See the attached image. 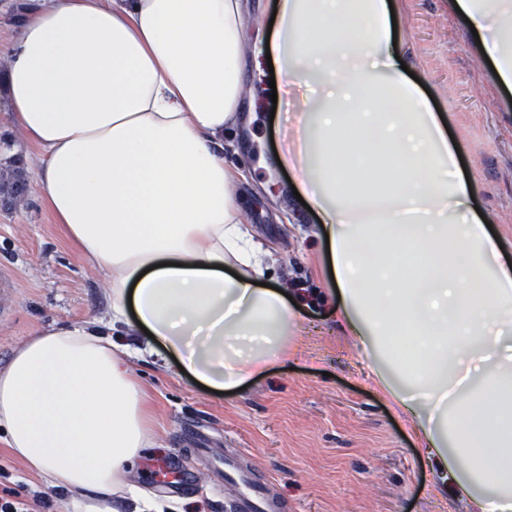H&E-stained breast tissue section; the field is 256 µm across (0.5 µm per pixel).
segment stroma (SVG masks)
Returning <instances> with one entry per match:
<instances>
[{
	"mask_svg": "<svg viewBox=\"0 0 512 512\" xmlns=\"http://www.w3.org/2000/svg\"><path fill=\"white\" fill-rule=\"evenodd\" d=\"M397 36L441 112L477 203L512 260V93L497 88L471 37L444 0H398ZM253 121L224 137V161L241 170L236 201L272 253L266 282L291 296L316 332L302 351L246 389L217 396L169 366L162 352L130 364L149 399L152 446L134 481L173 512H225L224 468L199 457L236 454L285 512H459L438 497L411 423L324 312L335 302L318 219L295 197L274 150L286 114L273 108L265 54L248 53ZM17 154L32 179L39 164L0 109V157ZM111 298L37 193L0 206V367L38 328L107 315ZM0 470L39 512H67V496L27 471L0 439Z\"/></svg>",
	"mask_w": 512,
	"mask_h": 512,
	"instance_id": "35a3bbf8",
	"label": "stroma"
}]
</instances>
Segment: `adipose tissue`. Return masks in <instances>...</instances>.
Listing matches in <instances>:
<instances>
[{"instance_id": "adipose-tissue-1", "label": "adipose tissue", "mask_w": 512, "mask_h": 512, "mask_svg": "<svg viewBox=\"0 0 512 512\" xmlns=\"http://www.w3.org/2000/svg\"><path fill=\"white\" fill-rule=\"evenodd\" d=\"M512 91V0H448ZM283 86L313 87L282 161L329 237L330 312L372 374L387 354L437 496L512 512V263L476 184L402 69L388 0H278ZM0 82L41 155L38 193L108 286L107 326L40 329L0 368L8 451L70 492L138 494L146 394L110 328L141 322L211 391H237L296 351L300 309L261 287L220 145L238 127L245 0H31ZM387 240L388 249L370 244ZM417 273L407 276L406 265Z\"/></svg>"}]
</instances>
